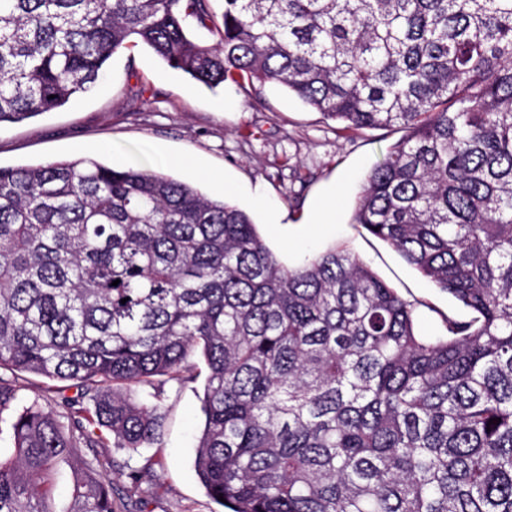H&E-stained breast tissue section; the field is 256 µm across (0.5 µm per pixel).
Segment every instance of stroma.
Here are the masks:
<instances>
[{
  "instance_id": "1",
  "label": "stroma",
  "mask_w": 512,
  "mask_h": 512,
  "mask_svg": "<svg viewBox=\"0 0 512 512\" xmlns=\"http://www.w3.org/2000/svg\"><path fill=\"white\" fill-rule=\"evenodd\" d=\"M139 112H132V105ZM400 131L344 130L274 86L208 88L137 48L114 55L98 87L65 107L0 126V166L98 155L116 167L162 171L229 195L255 218L270 248L289 264L334 244L351 246L378 276L416 306V325L437 335L444 316L467 313L381 240L351 221L367 174ZM217 174L203 180L202 171ZM200 382L164 384L161 441L131 451L105 448L118 493L128 473L155 460L157 488L130 512H214L195 471Z\"/></svg>"
}]
</instances>
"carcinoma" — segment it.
<instances>
[{"instance_id": "obj_1", "label": "carcinoma", "mask_w": 512, "mask_h": 512, "mask_svg": "<svg viewBox=\"0 0 512 512\" xmlns=\"http://www.w3.org/2000/svg\"><path fill=\"white\" fill-rule=\"evenodd\" d=\"M211 2L0 0V124L89 93L132 44L209 87L402 129L352 223L469 319L424 336L352 249L290 266L246 210L163 172L0 167V414L20 374L78 390L66 425L36 401L15 417L0 512H51L66 454L67 512H115L101 429L158 443L161 392L138 388L195 378L198 354L195 470L229 512H512V0H222L219 22ZM72 457H62L50 479L49 505L53 512H66L72 488Z\"/></svg>"}]
</instances>
